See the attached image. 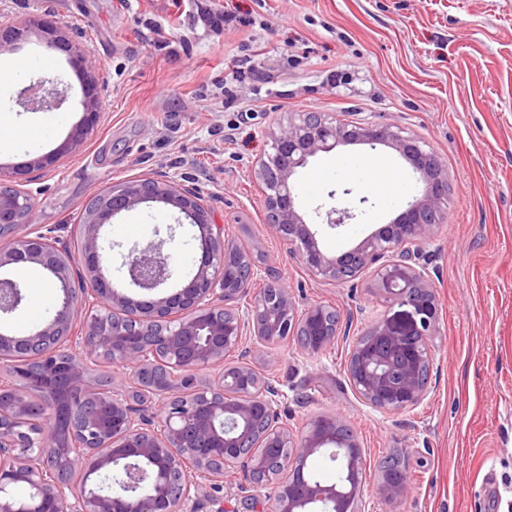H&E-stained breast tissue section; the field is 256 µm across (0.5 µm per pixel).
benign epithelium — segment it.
<instances>
[{
  "label": "benign epithelium",
  "instance_id": "benign-epithelium-1",
  "mask_svg": "<svg viewBox=\"0 0 512 512\" xmlns=\"http://www.w3.org/2000/svg\"><path fill=\"white\" fill-rule=\"evenodd\" d=\"M19 19L0 27V51L15 49L13 36L29 28ZM47 46H63L73 65L91 75L90 51L55 31ZM28 88L24 107L37 112L55 104L54 89ZM93 119L64 148L80 149L100 117L97 96L83 100ZM262 184L271 235L294 247L319 281L344 283L370 270L376 292L404 307L397 318H380L356 339L346 376L355 394L381 412L421 404L428 393L438 333L431 280L416 262L419 247L437 230L448 196V169L418 137L393 123L362 124L326 112H301L269 133ZM379 146L398 153L420 174L422 194L390 223L354 248L327 255L297 210L295 176L310 159L338 147ZM147 202L177 209L195 230L199 257L187 280L174 278L175 255L165 240L132 247L123 276L136 299L112 286L105 272L109 254L101 230L124 211ZM31 196L0 177V270L38 266L58 288L50 319L25 335L0 327V474L35 488L44 512H224L211 493L224 478L246 469L235 483L247 497L267 486L270 512H358L367 465L359 442L339 414L319 415L306 429L278 422L279 389L248 363L227 366L241 345H271L294 336L300 351L316 356L341 333L340 312L322 302L298 310L290 289L276 278L250 293L258 270L248 254L224 240L200 189L166 175L113 185L97 194L84 222L74 229L77 253L38 230L4 238L34 222ZM357 218L353 207L326 210V224L339 228ZM251 300L242 307L239 300ZM24 295L18 280L0 276V316L14 313ZM114 371L103 384L95 366ZM158 367L178 371L180 395L145 374ZM330 448L347 449L352 487L340 494L313 479L307 461ZM120 470L128 491L112 493ZM148 493L139 491L141 484ZM408 477L387 462L377 486L380 500L407 497Z\"/></svg>",
  "mask_w": 512,
  "mask_h": 512
}]
</instances>
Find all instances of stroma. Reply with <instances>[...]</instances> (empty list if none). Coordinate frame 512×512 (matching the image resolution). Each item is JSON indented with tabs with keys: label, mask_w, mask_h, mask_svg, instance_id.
I'll return each instance as SVG.
<instances>
[{
	"label": "stroma",
	"mask_w": 512,
	"mask_h": 512,
	"mask_svg": "<svg viewBox=\"0 0 512 512\" xmlns=\"http://www.w3.org/2000/svg\"><path fill=\"white\" fill-rule=\"evenodd\" d=\"M40 13L73 33L99 61L102 115L77 153L33 177L39 231L69 237L100 191L167 173L193 179L258 269L273 268L300 307L335 306L350 335L318 357L293 339L253 349L250 362L283 393L281 421L303 429L315 416L341 415L369 469L363 512H512V0H0V20ZM23 62L0 88V121L35 120L20 91L42 78L66 100L38 143L0 149V174L57 151L85 119L82 81L67 52L31 37L0 53ZM298 112H330L359 123H393L424 141L448 169V200L419 263L434 289L439 334L432 343L430 390L417 407L377 411L352 391L346 361L354 337L396 317L371 272L355 280L315 281L298 253L272 238L256 177L268 133ZM380 158L394 190L372 175ZM300 213L332 256L355 247L399 212L423 183L396 152L365 146L320 154L297 179ZM366 197L358 222L334 230L316 207L344 206L341 188ZM175 230L177 277L191 267L194 230L177 213L147 203L106 227L130 247ZM12 331L49 317L55 295L27 274ZM407 458L411 490L388 506L376 495L384 458Z\"/></svg>",
	"instance_id": "stroma-1"
}]
</instances>
